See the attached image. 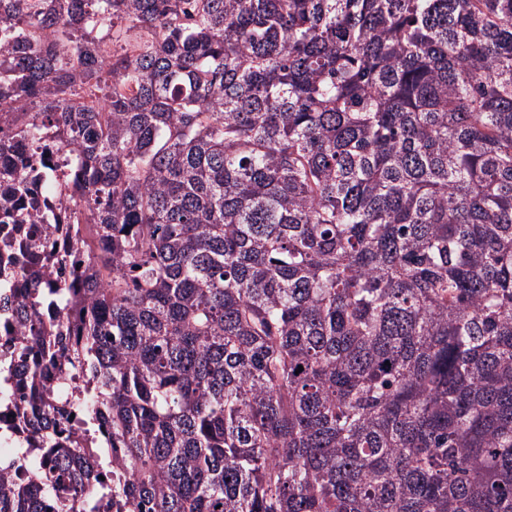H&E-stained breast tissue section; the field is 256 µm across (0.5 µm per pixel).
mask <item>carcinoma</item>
Wrapping results in <instances>:
<instances>
[{
  "label": "carcinoma",
  "instance_id": "carcinoma-1",
  "mask_svg": "<svg viewBox=\"0 0 512 512\" xmlns=\"http://www.w3.org/2000/svg\"><path fill=\"white\" fill-rule=\"evenodd\" d=\"M0 224V512H512V0H0ZM1 425L0 429V457L4 454H10L15 458V465L9 470V478L11 483L22 482L28 479L29 472L22 461L21 455L18 453L17 448L13 446V441L22 433L21 428L13 415V411L9 408L1 412ZM21 459V460H20Z\"/></svg>",
  "mask_w": 512,
  "mask_h": 512
}]
</instances>
